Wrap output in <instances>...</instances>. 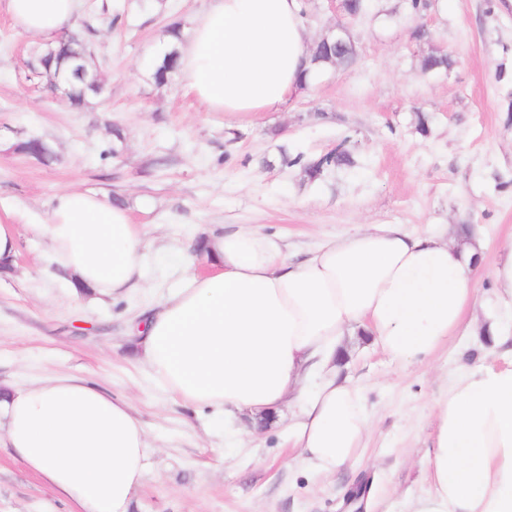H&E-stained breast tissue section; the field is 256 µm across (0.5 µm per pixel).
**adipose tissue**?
<instances>
[{
	"label": "adipose tissue",
	"instance_id": "obj_1",
	"mask_svg": "<svg viewBox=\"0 0 512 512\" xmlns=\"http://www.w3.org/2000/svg\"><path fill=\"white\" fill-rule=\"evenodd\" d=\"M80 0H0L22 32L56 41ZM306 0H211L177 43L186 88L210 112L282 111L311 90ZM32 232L74 278L110 297L145 288L146 231L120 205L66 189ZM212 270L183 261L182 285L131 333L150 376L185 403L232 418L297 412L288 442L308 472L351 465L371 424L360 387L341 377L343 340L361 330L392 361L432 358L460 328L478 330L473 278L486 246L469 236L407 233L397 224L327 240L301 261L239 228L205 243ZM505 309L491 335L512 337V245L491 268ZM432 495L414 512H512V366L465 368L435 402ZM0 441L81 512H129L150 451L128 399L61 372L0 381Z\"/></svg>",
	"mask_w": 512,
	"mask_h": 512
}]
</instances>
